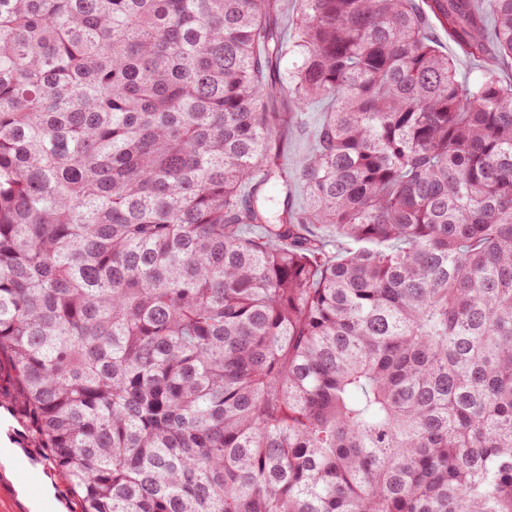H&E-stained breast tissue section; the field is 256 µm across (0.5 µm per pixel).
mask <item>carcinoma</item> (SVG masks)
Masks as SVG:
<instances>
[{
  "mask_svg": "<svg viewBox=\"0 0 512 512\" xmlns=\"http://www.w3.org/2000/svg\"><path fill=\"white\" fill-rule=\"evenodd\" d=\"M272 2L0 0V403L81 512H512V0H433L472 85L296 0L291 171ZM273 105L278 112H291L288 127L275 142L283 164L290 170L314 147L316 134L329 105L327 101H316L304 109H297L284 95L276 97Z\"/></svg>",
  "mask_w": 512,
  "mask_h": 512,
  "instance_id": "carcinoma-1",
  "label": "carcinoma"
}]
</instances>
